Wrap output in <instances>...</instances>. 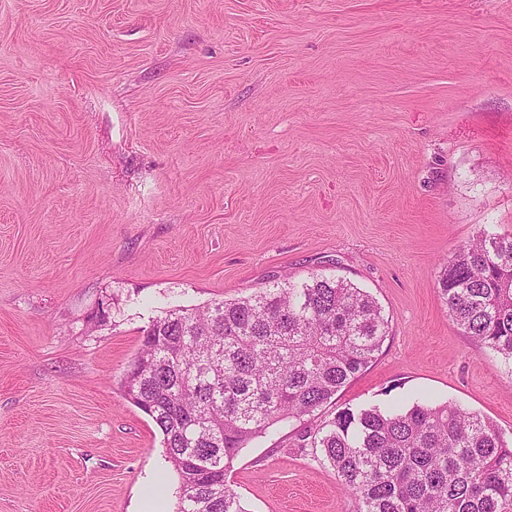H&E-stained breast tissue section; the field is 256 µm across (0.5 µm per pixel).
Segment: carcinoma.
<instances>
[{
	"label": "carcinoma",
	"instance_id": "obj_1",
	"mask_svg": "<svg viewBox=\"0 0 512 512\" xmlns=\"http://www.w3.org/2000/svg\"><path fill=\"white\" fill-rule=\"evenodd\" d=\"M438 286L452 321L512 364V235L461 245ZM388 329L371 294L325 272L153 320L121 385L164 437L176 512H250L229 482L237 458L323 411ZM294 447L336 472L357 512H512V444L451 402L345 407Z\"/></svg>",
	"mask_w": 512,
	"mask_h": 512
}]
</instances>
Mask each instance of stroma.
<instances>
[{
    "mask_svg": "<svg viewBox=\"0 0 512 512\" xmlns=\"http://www.w3.org/2000/svg\"><path fill=\"white\" fill-rule=\"evenodd\" d=\"M512 234V0H0V512H174L120 380L152 320L325 269L383 347L338 407L426 396L512 440L440 268ZM275 431L249 512H354Z\"/></svg>",
    "mask_w": 512,
    "mask_h": 512,
    "instance_id": "1",
    "label": "stroma"
}]
</instances>
